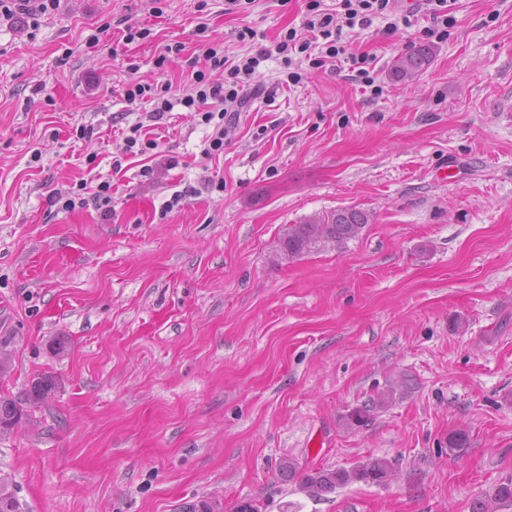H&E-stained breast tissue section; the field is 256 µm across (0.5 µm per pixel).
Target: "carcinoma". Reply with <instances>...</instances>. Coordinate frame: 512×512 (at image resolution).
<instances>
[{
    "instance_id": "obj_1",
    "label": "carcinoma",
    "mask_w": 512,
    "mask_h": 512,
    "mask_svg": "<svg viewBox=\"0 0 512 512\" xmlns=\"http://www.w3.org/2000/svg\"><path fill=\"white\" fill-rule=\"evenodd\" d=\"M432 59V49L420 46L399 55L393 61L392 74L405 80L418 75ZM367 213L356 208L337 209L319 217L310 218L300 224H292L279 243L280 255L288 260L301 257L319 247L338 246L359 237L368 224ZM54 388V380L46 375L32 380L31 385L17 397H0V423L10 421L25 404L44 401ZM397 388L389 385L354 409L345 417V425L361 427L374 413L385 407L394 398ZM281 479L285 482L298 480L300 488L313 498L321 499L336 489L352 482L386 485L395 476L391 464L383 458H372L352 469H312L298 471L294 463L284 461L279 465ZM512 505V478L500 482L489 499L480 500L473 512H498L502 506ZM0 512H20L18 499L10 486L0 481Z\"/></svg>"
}]
</instances>
